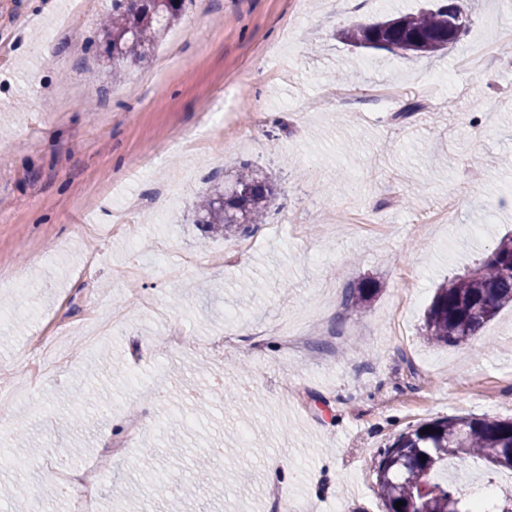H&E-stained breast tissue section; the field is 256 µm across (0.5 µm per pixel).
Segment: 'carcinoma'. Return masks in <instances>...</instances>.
Listing matches in <instances>:
<instances>
[{"label": "carcinoma", "instance_id": "1", "mask_svg": "<svg viewBox=\"0 0 512 512\" xmlns=\"http://www.w3.org/2000/svg\"><path fill=\"white\" fill-rule=\"evenodd\" d=\"M186 0H112L103 41L112 57V76L148 57L165 28L179 19ZM356 48H383L420 56L448 49L459 35L448 36V5L425 12H408L342 31ZM276 187L249 165L239 170L230 187L217 186L198 203V223L212 235L246 234L251 224H264ZM512 234L473 268L435 289L425 310L422 338L428 344L467 343L500 309L512 304ZM377 293L372 281L350 292L346 307L366 312ZM426 460H420V456ZM471 458L484 464L487 482L495 474H512V419L452 417L432 420L400 433L374 454L376 484L385 512H469V500L453 484L441 481L448 462ZM404 502L397 509L394 504Z\"/></svg>", "mask_w": 512, "mask_h": 512}]
</instances>
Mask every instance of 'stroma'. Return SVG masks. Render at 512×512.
<instances>
[{
  "label": "stroma",
  "instance_id": "stroma-1",
  "mask_svg": "<svg viewBox=\"0 0 512 512\" xmlns=\"http://www.w3.org/2000/svg\"><path fill=\"white\" fill-rule=\"evenodd\" d=\"M439 2L188 0L116 78L97 49L112 0H0V385L73 331L0 404V512H70L46 488L97 461L95 512H123L117 484L168 512L160 480L187 512H271L278 493L384 512L377 448L442 417L512 419L511 307L467 345L420 335L438 284L512 231V0H459L463 32L433 58L340 36ZM383 85L435 105L400 118ZM244 162L277 187L267 221L211 237L195 204ZM121 215L134 239L88 263L85 226ZM366 279L358 318L344 299ZM286 324L309 350L286 352ZM211 448L223 481L205 485Z\"/></svg>",
  "mask_w": 512,
  "mask_h": 512
}]
</instances>
